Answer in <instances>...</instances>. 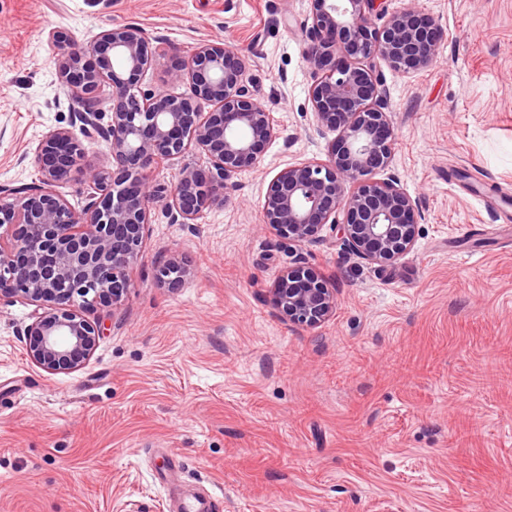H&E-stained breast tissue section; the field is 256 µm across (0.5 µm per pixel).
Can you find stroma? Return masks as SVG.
<instances>
[{"label": "stroma", "instance_id": "35a3bbf8", "mask_svg": "<svg viewBox=\"0 0 512 512\" xmlns=\"http://www.w3.org/2000/svg\"><path fill=\"white\" fill-rule=\"evenodd\" d=\"M444 35L411 75L379 66L388 176L419 202L412 251L377 265L337 234L296 245L262 222L270 180L324 158L302 29L313 0H0V183H37L34 149L67 125L48 40L135 23L173 55L224 42L280 135L194 223L152 216L134 286L88 311L103 334L78 371L26 354L32 305L0 297V512H170L153 474L214 489L223 512H512V0H417ZM180 253L182 287L156 269ZM336 290L315 328L277 314L287 267Z\"/></svg>", "mask_w": 512, "mask_h": 512}]
</instances>
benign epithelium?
I'll return each instance as SVG.
<instances>
[{"label": "benign epithelium", "instance_id": "1", "mask_svg": "<svg viewBox=\"0 0 512 512\" xmlns=\"http://www.w3.org/2000/svg\"><path fill=\"white\" fill-rule=\"evenodd\" d=\"M382 2L313 0L303 53L315 70V131L338 135L325 159L280 170L262 208L263 223L281 237L316 243L329 225L348 254L370 264L409 253L422 220L415 198L393 178L378 177L389 166L394 129L372 62L412 74L433 60L442 35L416 0L387 18ZM49 39L59 85L73 93L71 121L37 145L38 185H0V294L34 306L27 355L55 374L80 369L99 341L101 326L86 318L85 307L116 309L133 288L130 273L152 211L191 224L224 203L233 177L260 164L279 128L253 98L241 55L222 43L203 44L188 59L173 57L171 83H190L182 94L143 86L165 42L137 25L104 29L81 47L60 30ZM103 83L112 88L107 99L96 95ZM204 102L214 109L200 111ZM90 141L106 144V163L85 164ZM191 149L206 165L181 169L171 189L153 181L159 165ZM74 170L87 193L79 212L55 191ZM191 275L175 253L156 278L174 288ZM270 294L294 325L315 327L336 313V289L304 266L283 270Z\"/></svg>", "mask_w": 512, "mask_h": 512}]
</instances>
